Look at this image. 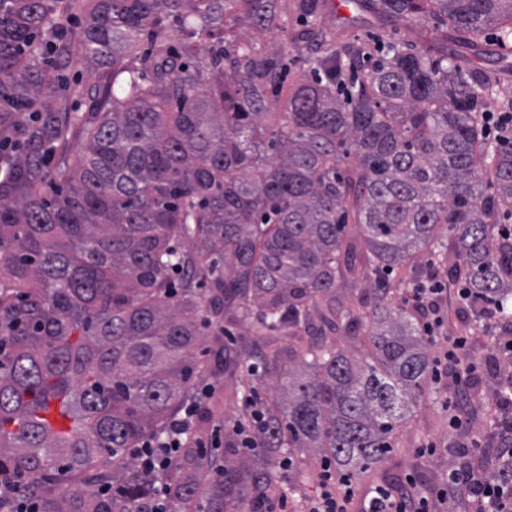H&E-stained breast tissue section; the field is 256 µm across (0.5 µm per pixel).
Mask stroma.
Returning <instances> with one entry per match:
<instances>
[{"label": "stroma", "instance_id": "obj_1", "mask_svg": "<svg viewBox=\"0 0 512 512\" xmlns=\"http://www.w3.org/2000/svg\"><path fill=\"white\" fill-rule=\"evenodd\" d=\"M64 73L70 84L67 110L73 115L83 114L91 104L90 91L98 78L87 71L79 47H72ZM469 355L476 366L469 387L462 391L452 384L428 383L425 395L406 414L398 429L387 460L353 475V512H363L364 500L375 487L395 489L408 477L421 491L441 487L449 469L477 474L482 459L502 453L506 435L503 424L512 420V415L496 406L489 391L501 378L512 374V362L499 355L490 336L474 337ZM198 380L214 388L204 401L211 419L204 427L202 441L214 459L220 460L224 457L226 436L235 423L247 416L249 393L224 375L204 371ZM453 401L465 420L459 429L448 425L449 404ZM430 443L435 451L429 455L425 448ZM322 461V456L310 452L290 466L275 464L269 495L287 492L293 512H302L307 495L315 489L311 475L318 472Z\"/></svg>", "mask_w": 512, "mask_h": 512}]
</instances>
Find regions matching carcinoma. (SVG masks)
I'll use <instances>...</instances> for the list:
<instances>
[{"label":"carcinoma","mask_w":512,"mask_h":512,"mask_svg":"<svg viewBox=\"0 0 512 512\" xmlns=\"http://www.w3.org/2000/svg\"><path fill=\"white\" fill-rule=\"evenodd\" d=\"M342 5L440 26L426 49L362 46L324 26L332 0H89L76 39L99 83L70 163L54 161L69 126L66 0H0V472L28 474L42 512H156L160 483L172 512H253L273 454L381 463L432 366L414 313L343 303L358 267L383 296L417 255L451 262L473 288L475 328L487 303L512 313V240L499 234L512 140L487 138L481 109L512 65L489 74L448 57L450 37L512 42V0ZM232 13L288 39L269 54L229 38ZM275 92L283 112L268 111ZM242 319L269 348L258 379L288 371L252 422L256 451L233 433L218 465L190 434L160 469L139 468L136 448L194 399L200 326ZM317 324L364 336L366 353L304 339ZM207 353L210 371L235 373L240 354L219 334ZM53 403L63 429L43 416Z\"/></svg>","instance_id":"1"}]
</instances>
